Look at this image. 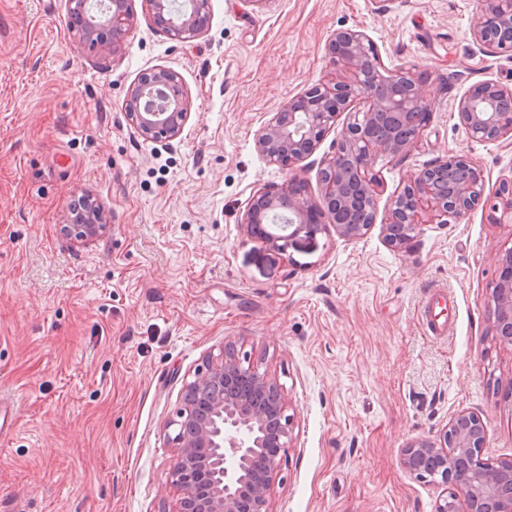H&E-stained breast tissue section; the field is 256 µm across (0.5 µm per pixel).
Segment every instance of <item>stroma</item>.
I'll return each instance as SVG.
<instances>
[{
    "label": "stroma",
    "instance_id": "35a3bbf8",
    "mask_svg": "<svg viewBox=\"0 0 512 512\" xmlns=\"http://www.w3.org/2000/svg\"><path fill=\"white\" fill-rule=\"evenodd\" d=\"M208 30L175 42L145 10L108 57L78 50L65 0H0V512H177L164 436L187 381L226 346L281 385L291 440L273 512H435L446 485L400 464L459 412L487 425L485 456L512 460V345L492 330L496 255L512 224L482 206L279 250L247 236L252 196L286 170L254 133L330 70L332 33L359 30L386 67L423 74L427 122L408 151L376 155L384 197L461 156L486 193L512 180V143L467 136L453 108L472 84L512 86V57L479 52L477 0H210ZM180 73L190 119L169 142L129 125L146 69ZM92 195L107 228L64 235ZM444 288L447 335L420 317Z\"/></svg>",
    "mask_w": 512,
    "mask_h": 512
}]
</instances>
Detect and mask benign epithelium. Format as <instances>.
I'll use <instances>...</instances> for the list:
<instances>
[{
    "instance_id": "obj_1",
    "label": "benign epithelium",
    "mask_w": 512,
    "mask_h": 512,
    "mask_svg": "<svg viewBox=\"0 0 512 512\" xmlns=\"http://www.w3.org/2000/svg\"><path fill=\"white\" fill-rule=\"evenodd\" d=\"M190 8L172 16V0H142L154 23L170 39H197L210 21L209 0H188ZM92 14L89 0H67L68 26L76 48L102 57L124 45L133 26V0H109ZM473 42L487 55H512V0H478ZM330 78L282 104L254 133L256 150L267 163L289 171L288 181L252 196L243 211L246 233L284 250L294 240L333 228L352 241L381 223L390 245L408 244L428 218L439 224L458 219L481 204L492 224L512 223V184L485 195L481 170L449 157L407 175L378 217L383 184L372 157H397L419 138L427 113L422 83L408 68H387L373 41L352 29L336 31L328 45ZM190 101L180 75L167 68L142 72L130 84L125 112L145 141L176 139L190 117ZM460 125L479 141L512 137V87L485 80L456 100ZM341 127L334 152L319 170L320 198L298 188L295 166L309 157L329 131ZM86 212L63 231L79 241L100 236L103 211L85 200ZM282 223L284 234L267 230ZM493 290V329L512 344V248L499 253ZM233 351L206 361L186 383L181 407L166 424L175 448L169 472L181 492L178 512H272L270 489L281 452L289 447L290 417L281 387ZM486 424L476 413L455 416L436 440L417 439L401 450L403 469L424 482L440 481L464 493L465 512H512V465L484 457Z\"/></svg>"
}]
</instances>
